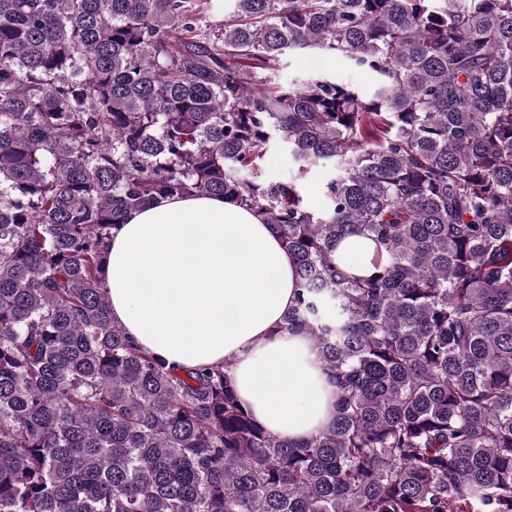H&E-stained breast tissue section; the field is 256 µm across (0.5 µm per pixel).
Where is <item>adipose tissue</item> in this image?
Instances as JSON below:
<instances>
[{
    "instance_id": "1",
    "label": "adipose tissue",
    "mask_w": 512,
    "mask_h": 512,
    "mask_svg": "<svg viewBox=\"0 0 512 512\" xmlns=\"http://www.w3.org/2000/svg\"><path fill=\"white\" fill-rule=\"evenodd\" d=\"M104 286L142 351L182 371L229 362L270 434L307 439L332 421L335 386L310 336L274 333L295 304L294 260L251 211L196 195L133 212L110 234Z\"/></svg>"
}]
</instances>
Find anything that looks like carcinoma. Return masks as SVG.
Segmentation results:
<instances>
[{"instance_id": "1", "label": "carcinoma", "mask_w": 512, "mask_h": 512, "mask_svg": "<svg viewBox=\"0 0 512 512\" xmlns=\"http://www.w3.org/2000/svg\"><path fill=\"white\" fill-rule=\"evenodd\" d=\"M230 2L218 34L196 0H0V512H512V0ZM291 52L373 88L282 83ZM195 194L294 257L274 335L336 383L311 438L112 318L111 229ZM327 71L333 76L350 80L364 90H369L374 82L372 75L353 67L345 60H332L328 64ZM375 245L370 240L352 237L344 239L336 248V262L356 274H362L369 267Z\"/></svg>"}]
</instances>
